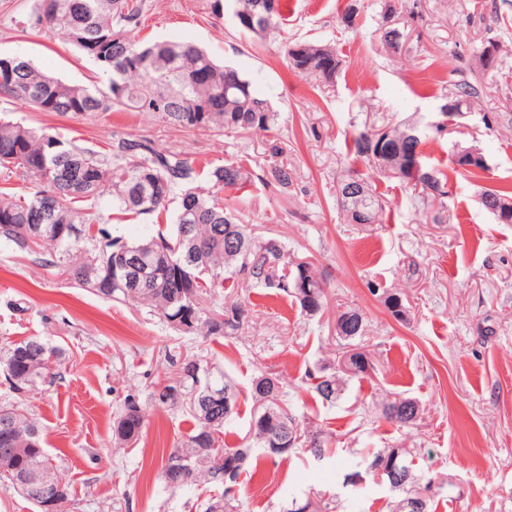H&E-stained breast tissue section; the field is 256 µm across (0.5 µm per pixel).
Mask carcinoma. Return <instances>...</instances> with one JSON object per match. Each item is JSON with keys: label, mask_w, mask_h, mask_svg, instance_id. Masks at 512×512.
Listing matches in <instances>:
<instances>
[{"label": "carcinoma", "mask_w": 512, "mask_h": 512, "mask_svg": "<svg viewBox=\"0 0 512 512\" xmlns=\"http://www.w3.org/2000/svg\"><path fill=\"white\" fill-rule=\"evenodd\" d=\"M267 0H210V13L250 16L240 30L265 39L282 19L281 9L270 13ZM145 0H35L28 22L59 35L92 57L110 75L109 93L66 84L37 71L29 62L0 56V96L28 104L41 112L60 116L91 115L120 106L162 119L189 130H222L224 134L272 131L275 111L256 95L250 82L229 66L220 65L191 42L157 41L138 46L127 33L138 26ZM323 45L298 41L287 49L290 68L319 81L336 76L340 60L336 51L322 54ZM479 95L469 82L456 85L449 100L469 109ZM413 126L390 123L372 125L353 140L355 154L376 172L421 187L422 199L448 196V179L422 166L426 178L407 171L409 152L422 140ZM0 166L5 174L20 173L31 179L24 194L0 190V240L13 250L36 257L44 266L58 269L70 282L98 297L121 304L143 306L156 314L180 339L203 336L219 339L236 334L246 319L238 298L243 284L272 288L292 298L308 316L317 315L327 300L322 282L309 261L292 259L277 237L256 238L240 222L237 210L224 204L226 191L241 192L252 181L249 160L240 158L203 171L179 152L157 147L151 140L120 137L107 152L80 146L53 128L34 129L19 123H0ZM265 181L282 188L292 183V173L281 164L267 166ZM354 186L358 196L350 207L363 212L369 224L383 221L382 207L371 183L349 175L337 189ZM178 207L170 227L136 242L113 235L103 222L104 207L159 223L173 197ZM479 204L487 209L499 198L512 199V183L483 188ZM140 257L127 271L117 253ZM306 275L310 288L300 291L284 286ZM383 302L392 316L406 315L395 292L383 291ZM337 335L344 340L365 333L361 313L348 309L336 319ZM62 350L38 338L15 342L0 356V371L9 392L30 393L53 377ZM170 376L155 385L148 404L133 394L122 401L113 423L115 439L138 445L145 425L147 405L164 406L188 414L194 421L189 433L171 448L162 449L160 479L171 494L187 486L208 485L221 491L209 497L204 512H243L241 476L257 469L260 456L274 461L308 453L313 462L332 459L333 433L311 430L300 421L288 399V385L275 372L252 378L247 395L252 402L247 441L238 448L224 447V395L231 398L232 417L238 416L242 391L224 370L205 356L174 346L166 353ZM189 362L199 366L196 377H187ZM371 362L366 353L350 355L346 369L335 373L320 366L305 373V383L324 407L340 399L348 382L366 376ZM410 399L387 395L380 402V416L392 421L390 411L408 406ZM317 446L307 447L309 437ZM0 448H19L13 479L27 473L54 470L44 448L38 422L15 402H0ZM179 455L191 459L192 470L181 473L172 461ZM365 460L398 471L390 512H436L432 480L415 473L408 448H368ZM288 512H338L336 492L309 490L292 498Z\"/></svg>", "instance_id": "cac0c4a2"}]
</instances>
